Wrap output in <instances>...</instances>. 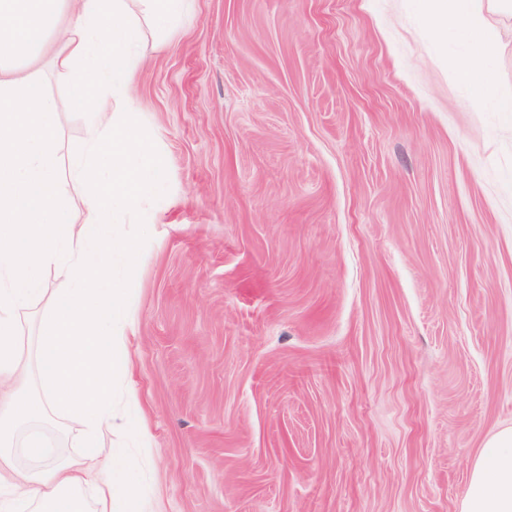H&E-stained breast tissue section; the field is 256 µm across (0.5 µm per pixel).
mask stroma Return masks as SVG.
<instances>
[{
  "label": "stroma",
  "mask_w": 512,
  "mask_h": 512,
  "mask_svg": "<svg viewBox=\"0 0 512 512\" xmlns=\"http://www.w3.org/2000/svg\"><path fill=\"white\" fill-rule=\"evenodd\" d=\"M485 68L512 84V15ZM422 0H193L145 32L133 117L165 166L120 281L105 432L165 512H459L512 426V112ZM61 158L83 115L43 55ZM84 452L62 415L36 426Z\"/></svg>",
  "instance_id": "obj_1"
}]
</instances>
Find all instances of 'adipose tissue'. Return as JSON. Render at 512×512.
<instances>
[{"label": "adipose tissue", "mask_w": 512, "mask_h": 512, "mask_svg": "<svg viewBox=\"0 0 512 512\" xmlns=\"http://www.w3.org/2000/svg\"><path fill=\"white\" fill-rule=\"evenodd\" d=\"M192 0H0V512H164L143 499L125 457L102 451L99 436L130 417L112 409L111 360L132 319L114 281L135 266L140 242L117 240L110 227L137 214L146 193L161 189L164 169L130 118L131 88L143 62L144 29L168 34ZM438 24L462 22L473 39L456 62L471 81L492 54L498 31L491 14L512 0H423ZM60 32L53 55L71 105L85 115L83 147L70 157L68 178L81 196L73 219L60 192L58 106L36 73L20 74ZM58 269L68 286L37 335L42 389L25 393L16 336L20 316L45 294L41 272ZM48 414L81 425L82 463L48 453L37 438L18 444L27 424ZM31 458L18 465L17 453ZM97 490L87 500L85 487ZM461 512H512V428L484 443Z\"/></svg>", "instance_id": "obj_1"}]
</instances>
